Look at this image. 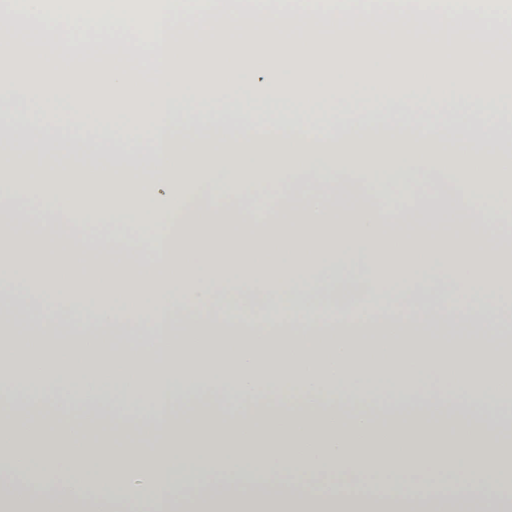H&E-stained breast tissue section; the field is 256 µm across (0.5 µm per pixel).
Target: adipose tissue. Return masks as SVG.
I'll use <instances>...</instances> for the list:
<instances>
[{
    "instance_id": "obj_1",
    "label": "adipose tissue",
    "mask_w": 512,
    "mask_h": 512,
    "mask_svg": "<svg viewBox=\"0 0 512 512\" xmlns=\"http://www.w3.org/2000/svg\"><path fill=\"white\" fill-rule=\"evenodd\" d=\"M336 60L339 82L324 51L280 52L242 89L210 56L73 84L0 69L1 146L148 167L151 200L135 213L116 179L84 203L78 167L0 170V512H512V371L488 367L512 342V226L490 204L512 180L499 152L512 86L497 82L512 52ZM371 61L388 111L311 124L310 109L341 111L367 86ZM251 100L301 118L258 122ZM61 103L150 119L139 145L124 131L106 150L33 121ZM259 173L280 187L274 223L212 205L213 187ZM383 175L430 189L387 218L364 185ZM91 224L112 232L91 240ZM352 262L361 277L345 276ZM116 336L139 344L118 351ZM204 391L219 402L191 403ZM425 448L451 472L481 449L467 494L378 493Z\"/></svg>"
}]
</instances>
